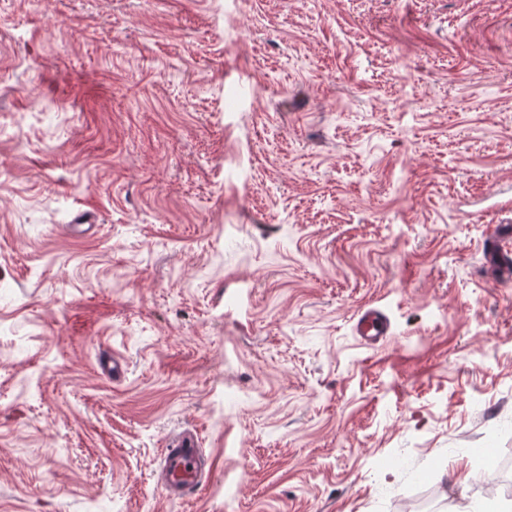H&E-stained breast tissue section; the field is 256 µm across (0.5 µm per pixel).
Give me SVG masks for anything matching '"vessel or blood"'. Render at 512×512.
<instances>
[{"label":"vessel or blood","mask_w":512,"mask_h":512,"mask_svg":"<svg viewBox=\"0 0 512 512\" xmlns=\"http://www.w3.org/2000/svg\"><path fill=\"white\" fill-rule=\"evenodd\" d=\"M485 254L504 278L512 277V233L495 229L487 240ZM356 330L366 345L373 346L388 336L389 323L379 309L370 307L359 315ZM206 468L196 433L184 430L175 434L165 448L158 482L167 499H179L200 486Z\"/></svg>","instance_id":"obj_1"}]
</instances>
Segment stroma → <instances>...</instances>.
I'll return each mask as SVG.
<instances>
[{
	"label": "stroma",
	"mask_w": 512,
	"mask_h": 512,
	"mask_svg": "<svg viewBox=\"0 0 512 512\" xmlns=\"http://www.w3.org/2000/svg\"><path fill=\"white\" fill-rule=\"evenodd\" d=\"M509 222L512 0H0V512L485 498ZM486 259L493 264L505 279L512 277L511 234L506 229L496 228L486 243ZM356 330L366 345L375 346L389 335V323L379 309L370 307L359 315ZM206 469L196 433L184 430L175 434L164 448L158 482L167 499L183 498L201 485Z\"/></svg>",
	"instance_id": "obj_1"
}]
</instances>
